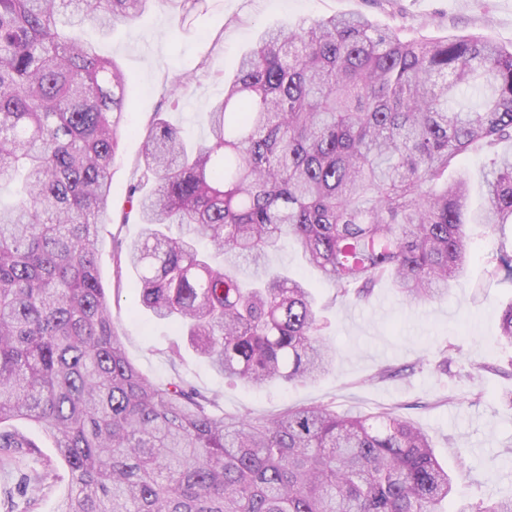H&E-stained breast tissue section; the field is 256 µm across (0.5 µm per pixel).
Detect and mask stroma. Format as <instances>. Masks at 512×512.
Segmentation results:
<instances>
[{
  "mask_svg": "<svg viewBox=\"0 0 512 512\" xmlns=\"http://www.w3.org/2000/svg\"><path fill=\"white\" fill-rule=\"evenodd\" d=\"M342 14L364 15L405 38L476 34L512 47V0H205L186 18L168 0H152L141 17L99 43L126 78L127 126L112 164L113 211L122 209L132 184L147 180L139 161L156 116L199 142L207 135V112L223 99L240 56L265 29ZM179 76L185 85L170 95ZM140 232L137 221L104 219L98 268L116 332L143 374L165 380L182 373L200 390L218 394L228 415L272 417L320 404L340 413L392 410L428 435L454 477L446 512L461 500L476 506L512 496V345L496 339L501 310L512 302L511 280L489 277L477 261L448 296L411 304L383 284L369 301L356 303L341 299L305 265L299 249L287 246L270 262L313 285L336 366L314 383L256 388L213 371L189 347L171 356L177 330L143 311L132 272L114 271L115 241L131 243ZM385 369L391 372L386 379L380 376ZM17 427L37 442L39 453L0 464V491L19 482L26 490L13 507L0 502V512H25L30 498L36 512H53L67 483L59 479L50 487L39 477L57 456L54 444L31 423Z\"/></svg>",
  "mask_w": 512,
  "mask_h": 512,
  "instance_id": "35a3bbf8",
  "label": "stroma"
}]
</instances>
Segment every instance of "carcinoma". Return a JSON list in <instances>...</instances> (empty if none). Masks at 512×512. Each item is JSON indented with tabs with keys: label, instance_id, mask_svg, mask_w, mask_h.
<instances>
[{
	"label": "carcinoma",
	"instance_id": "obj_1",
	"mask_svg": "<svg viewBox=\"0 0 512 512\" xmlns=\"http://www.w3.org/2000/svg\"><path fill=\"white\" fill-rule=\"evenodd\" d=\"M153 0H0V453L54 442L68 492L54 512H443L452 479L399 414L325 405L226 415L178 375L129 359L98 272L100 218L127 108L119 66L84 40ZM192 150L149 129L138 240L114 256L143 306L212 369L246 384L332 371L304 283L269 258L291 240L339 296L388 281L448 294L472 260L470 224H512V49L483 36L404 39L361 15L266 30L240 59ZM487 159L466 210L460 156ZM512 279V250L485 257ZM499 339L512 344V304ZM455 512H512V497Z\"/></svg>",
	"mask_w": 512,
	"mask_h": 512
}]
</instances>
